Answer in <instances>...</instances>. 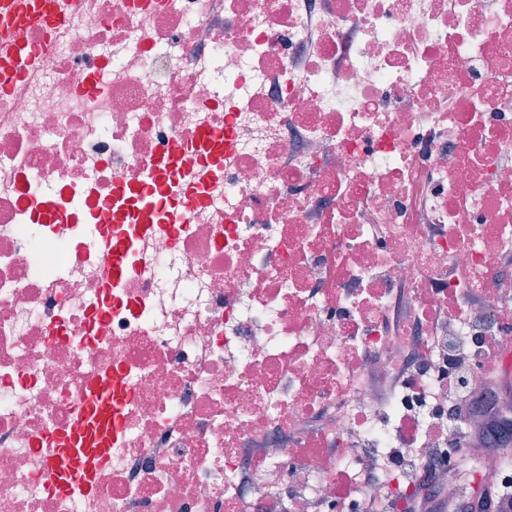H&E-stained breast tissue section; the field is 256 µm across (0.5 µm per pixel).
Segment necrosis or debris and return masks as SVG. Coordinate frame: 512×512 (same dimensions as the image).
<instances>
[{
  "label": "necrosis or debris",
  "instance_id": "4bbe7bcc",
  "mask_svg": "<svg viewBox=\"0 0 512 512\" xmlns=\"http://www.w3.org/2000/svg\"><path fill=\"white\" fill-rule=\"evenodd\" d=\"M47 13H0V512H312L369 448L395 454V499L415 453L483 461L481 419L404 416L428 352L512 368V0ZM174 143L196 162L144 215ZM404 367L413 388L379 401L366 375ZM106 381L112 433L60 475Z\"/></svg>",
  "mask_w": 512,
  "mask_h": 512
}]
</instances>
